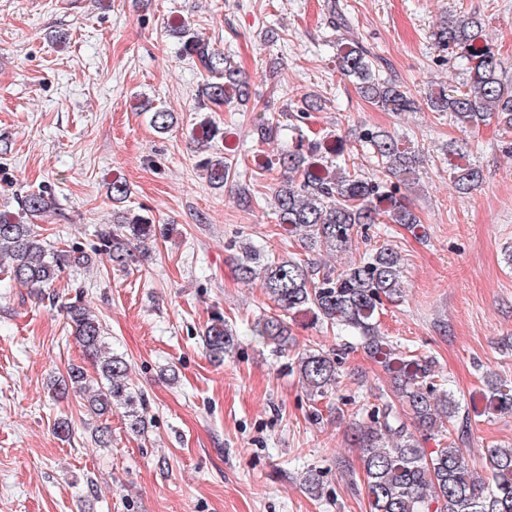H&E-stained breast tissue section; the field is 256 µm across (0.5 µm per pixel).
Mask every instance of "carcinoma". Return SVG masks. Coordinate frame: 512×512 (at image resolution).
<instances>
[{
	"label": "carcinoma",
	"mask_w": 512,
	"mask_h": 512,
	"mask_svg": "<svg viewBox=\"0 0 512 512\" xmlns=\"http://www.w3.org/2000/svg\"><path fill=\"white\" fill-rule=\"evenodd\" d=\"M331 28L336 32L337 64L340 72L353 79L361 96L392 112L414 108V100L402 86L382 77L371 52L336 17L331 5ZM184 52L195 58L216 81H208L198 92L199 107L221 105L249 96L246 82L231 59L209 48L183 21L175 28ZM437 50L452 48L465 61L467 79L461 88L441 89L429 94L428 105L435 112L463 128H479L491 122L504 131L512 129V82L504 76L502 63L483 38L481 20L459 15L444 21L434 33ZM318 109L315 99L282 115L295 123L288 125L273 118H262L254 126L255 139L263 142L289 128L294 141L277 156L276 166L284 180L274 193L277 224L307 249L326 248L343 252L351 248L355 236L371 224H399L414 232L419 217L397 196V186L371 178L351 167L344 146L334 138L322 141L304 137L298 122ZM151 123L160 132L173 123L172 113L157 108ZM361 147L377 165L395 178L412 172L417 157L400 140L384 132L364 128L357 136ZM448 166L456 191L465 194L476 187L481 172L464 155L463 148H452ZM202 168L208 182L223 186L232 165L220 158L205 159ZM26 215L57 210V201L47 191L21 196ZM152 225L142 216L127 218L120 233H101L99 249L124 266L132 257V247L149 238ZM88 255L78 248L53 249L39 238L31 224H22L9 212H0V266L10 278L32 288H50L67 266L84 265ZM238 274L244 282L260 280L274 311L258 317L253 335L282 346L288 336V313L307 308L316 320L332 327L345 326L361 337L363 348L390 375L391 394L380 397V404L368 412V420L354 418L353 445L362 451V478L370 512H512V446L491 448L485 457L488 480L474 477L463 449L449 444L431 454L421 448L417 433L441 432L443 424L459 413L454 395L427 385L433 362L428 357L395 351L380 336L379 307L393 302L403 292L401 255L384 245L364 253L356 264L337 272L318 263L295 257L262 254L242 247ZM67 314L83 353L95 363L97 378L84 368L73 366L67 377L51 382L50 391L58 398L69 394L83 396V406L98 418L112 411V404L125 406L131 418L130 430L145 429L139 408L144 395L130 387L129 366L119 354L106 352L102 322L85 307L74 304ZM204 344L214 357L231 352L237 336L223 317L212 318L203 333ZM299 377L309 394L323 396L338 383L336 359L319 349H310L298 360ZM488 410L512 413V389L498 380L487 381Z\"/></svg>",
	"instance_id": "obj_1"
}]
</instances>
